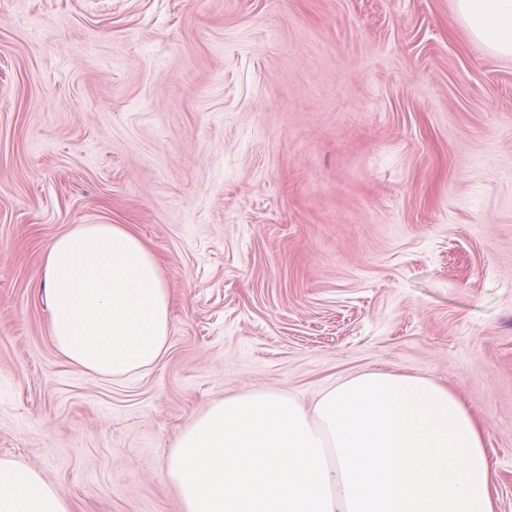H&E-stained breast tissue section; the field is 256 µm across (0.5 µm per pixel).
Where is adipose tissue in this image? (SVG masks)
<instances>
[{
	"mask_svg": "<svg viewBox=\"0 0 512 512\" xmlns=\"http://www.w3.org/2000/svg\"><path fill=\"white\" fill-rule=\"evenodd\" d=\"M472 37L512 56V0H457ZM51 337L82 373L125 380L154 365L170 335L158 265L120 224L58 236L44 264ZM183 512H492L480 420L432 380L356 373L311 408L257 390L213 402L164 464ZM0 512H71L56 485L0 458Z\"/></svg>",
	"mask_w": 512,
	"mask_h": 512,
	"instance_id": "1",
	"label": "adipose tissue"
}]
</instances>
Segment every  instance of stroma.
<instances>
[{
    "instance_id": "35a3bbf8",
    "label": "stroma",
    "mask_w": 512,
    "mask_h": 512,
    "mask_svg": "<svg viewBox=\"0 0 512 512\" xmlns=\"http://www.w3.org/2000/svg\"><path fill=\"white\" fill-rule=\"evenodd\" d=\"M122 224L171 300L121 382L56 350L44 256ZM422 376L512 512V56L455 0H0V457L72 512H181L213 400Z\"/></svg>"
}]
</instances>
